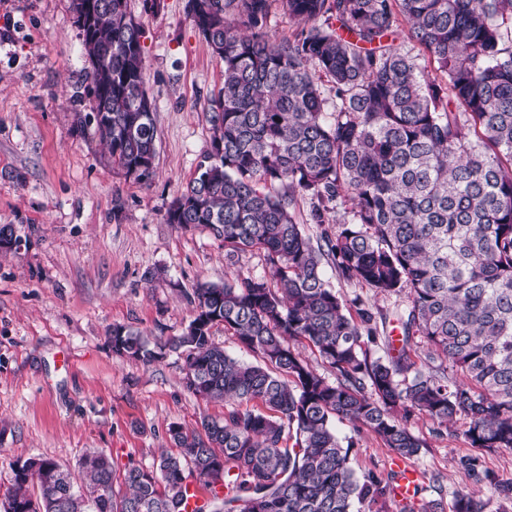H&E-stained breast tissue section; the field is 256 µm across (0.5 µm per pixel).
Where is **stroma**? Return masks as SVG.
I'll return each mask as SVG.
<instances>
[{
  "label": "stroma",
  "instance_id": "obj_1",
  "mask_svg": "<svg viewBox=\"0 0 512 512\" xmlns=\"http://www.w3.org/2000/svg\"><path fill=\"white\" fill-rule=\"evenodd\" d=\"M186 2H130L156 106L155 174L140 183L112 167L96 133L71 0H0V224L23 240L0 256V501L15 461L74 466L98 450L120 477L175 452L171 425L192 431L224 415L225 403L187 389L182 356L146 364L116 355L109 341L115 325L180 335L198 283L269 274L259 252L231 262L208 230L163 221L209 147L203 109L222 81ZM156 269L165 278L147 280ZM326 275L350 310L387 314L389 335L400 338L394 313L404 297L343 281L331 267ZM336 428L356 473H390L396 455L377 437L346 421ZM408 428L425 442L411 460L424 476L415 501L453 512L468 482L460 460L471 453L462 423L437 433L417 415Z\"/></svg>",
  "mask_w": 512,
  "mask_h": 512
}]
</instances>
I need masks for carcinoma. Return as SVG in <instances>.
<instances>
[{
    "mask_svg": "<svg viewBox=\"0 0 512 512\" xmlns=\"http://www.w3.org/2000/svg\"><path fill=\"white\" fill-rule=\"evenodd\" d=\"M95 2L82 45L100 60L87 70L96 132L113 165L147 182L157 131L142 30L128 0ZM277 11L299 24L281 40ZM186 12L223 83L205 109L209 148L164 223L207 229L230 261L259 251L276 286L200 284L194 318L164 341L112 327L114 353L181 354L188 390L230 409L199 430L171 426L179 454L128 468L122 494L103 452L75 472L15 463L4 512H182L193 473L232 485L213 512H373L393 476L355 474L336 418L402 458L424 446L407 427L416 415L436 432L461 417L470 447L512 450V0H187ZM305 199L314 238L296 212ZM328 263L406 296L400 347L380 331L386 315L351 316ZM218 326L261 362L227 354ZM304 341L336 382L300 356ZM461 466L489 494L463 487L454 512H506L512 479L482 472L476 454Z\"/></svg>",
    "mask_w": 512,
    "mask_h": 512,
    "instance_id": "obj_1",
    "label": "carcinoma"
}]
</instances>
